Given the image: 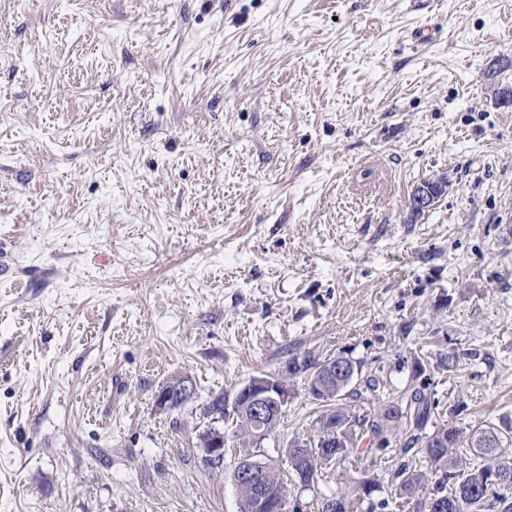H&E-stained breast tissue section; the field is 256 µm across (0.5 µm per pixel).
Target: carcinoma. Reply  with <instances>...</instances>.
<instances>
[{"label":"carcinoma","mask_w":512,"mask_h":512,"mask_svg":"<svg viewBox=\"0 0 512 512\" xmlns=\"http://www.w3.org/2000/svg\"><path fill=\"white\" fill-rule=\"evenodd\" d=\"M316 380L322 388L320 401L323 402L322 410L315 420L317 435L301 448L293 441L284 451L289 470L300 483L310 485L318 482L322 476V466L349 457L359 439L356 427L368 426L372 436L380 438L379 446L383 448L387 444V434L403 422L407 427L421 432L417 437L423 445L421 452L428 459L430 467L434 468V473L441 475L433 496L420 502L417 512H478L495 487L499 489L496 497L504 512H512V480L500 481L492 476L506 449L512 446L511 422L500 427L485 424L467 433L447 423L434 426L433 432L427 434L425 430L431 418L432 405L429 398L420 391L414 392L406 412L400 404L389 403L372 418L359 419L342 403V396L353 377L338 372L334 378L319 374ZM210 398L214 399V403L203 406V416L208 424L197 432L196 445L209 447L211 436L224 433V422L232 420L235 427L233 436L241 440L243 449L239 457L259 462L271 499L288 503V481L281 474L279 463L256 451L260 446L255 438L257 424L243 407L245 398L239 399V409L233 417L227 411L224 392H213ZM463 442L467 448L480 454L483 459L480 467L468 470L461 466L453 449ZM394 477L400 484L399 498L408 500L416 496L425 480V474L406 464L394 472ZM371 493L370 480L357 481L350 494L336 497L341 505L340 512H347L348 496L365 497Z\"/></svg>","instance_id":"carcinoma-1"}]
</instances>
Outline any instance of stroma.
<instances>
[{
  "instance_id": "35a3bbf8",
  "label": "stroma",
  "mask_w": 512,
  "mask_h": 512,
  "mask_svg": "<svg viewBox=\"0 0 512 512\" xmlns=\"http://www.w3.org/2000/svg\"><path fill=\"white\" fill-rule=\"evenodd\" d=\"M506 85L512 0H0V512H239L201 406L307 351L357 363L354 414L512 420ZM291 391L276 460L320 412ZM406 438L290 503L413 512ZM446 183L447 181L443 178H440L437 181H424L423 184L432 185L436 193H434L430 186H417L411 194L409 207L413 208L417 212H425L434 204L435 199L442 194L446 187ZM435 194L437 195V198ZM188 379L191 378L188 377ZM192 383H194L193 380ZM192 383L190 381H183L177 385L174 383L163 384L155 396L154 406L159 411H171V401L176 396L181 402V405H187L188 403L194 402L197 398V393ZM394 477L399 480L400 484L399 498L408 500H412L416 496L425 480V474L420 470L409 468L406 464L401 465L394 472Z\"/></svg>"
}]
</instances>
